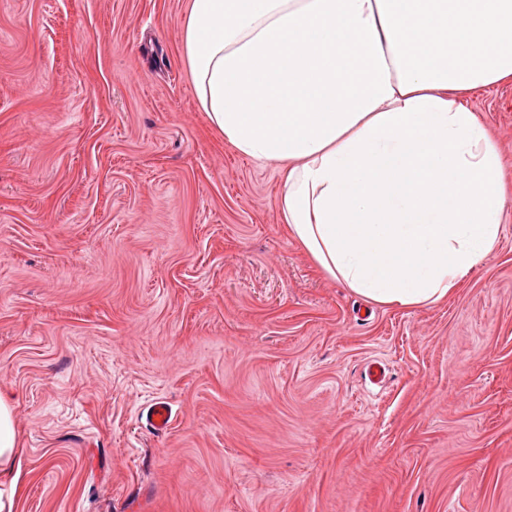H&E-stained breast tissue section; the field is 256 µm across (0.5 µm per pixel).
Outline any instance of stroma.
<instances>
[{
    "label": "stroma",
    "mask_w": 512,
    "mask_h": 512,
    "mask_svg": "<svg viewBox=\"0 0 512 512\" xmlns=\"http://www.w3.org/2000/svg\"><path fill=\"white\" fill-rule=\"evenodd\" d=\"M188 3L0 0L14 512H512V81L465 98L506 166L496 248L375 304L291 235L284 164L198 107Z\"/></svg>",
    "instance_id": "1"
}]
</instances>
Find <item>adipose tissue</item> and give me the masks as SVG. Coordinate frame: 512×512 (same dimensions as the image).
<instances>
[{"label":"adipose tissue","mask_w":512,"mask_h":512,"mask_svg":"<svg viewBox=\"0 0 512 512\" xmlns=\"http://www.w3.org/2000/svg\"><path fill=\"white\" fill-rule=\"evenodd\" d=\"M182 56L212 127L286 164L285 223L356 294L440 301L496 247L502 156L460 95L512 80V0H190ZM21 454L0 392V512Z\"/></svg>","instance_id":"obj_1"}]
</instances>
